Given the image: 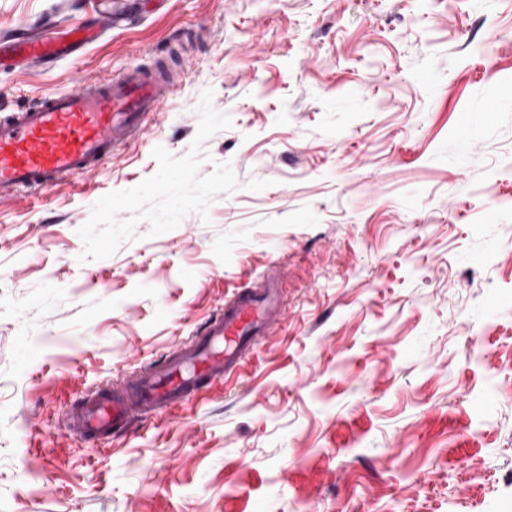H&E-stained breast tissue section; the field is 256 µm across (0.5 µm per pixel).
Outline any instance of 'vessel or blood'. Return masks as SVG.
<instances>
[{"mask_svg": "<svg viewBox=\"0 0 512 512\" xmlns=\"http://www.w3.org/2000/svg\"><path fill=\"white\" fill-rule=\"evenodd\" d=\"M95 34L79 22L64 30L22 27L1 35L0 49L10 48L28 67ZM176 84V75L165 69L136 67L105 83L75 82L67 91L44 94L32 106L1 115L0 195L38 193L94 171L158 118ZM278 288V276L265 273L235 292L222 312L160 363L87 396L70 415L71 434L80 440L111 437L118 428L186 408L242 370L255 340L283 319Z\"/></svg>", "mask_w": 512, "mask_h": 512, "instance_id": "obj_1", "label": "vessel or blood"}]
</instances>
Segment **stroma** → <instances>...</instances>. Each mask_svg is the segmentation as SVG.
Instances as JSON below:
<instances>
[{"mask_svg":"<svg viewBox=\"0 0 512 512\" xmlns=\"http://www.w3.org/2000/svg\"><path fill=\"white\" fill-rule=\"evenodd\" d=\"M83 0H0V34ZM130 28L0 104L169 57L135 144L0 198V512H512V0H131ZM237 190L79 262L103 195L184 155L201 93ZM496 111H489L492 100ZM279 266L285 320L187 410L73 438L85 396L147 368Z\"/></svg>","mask_w":512,"mask_h":512,"instance_id":"35a3bbf8","label":"stroma"}]
</instances>
